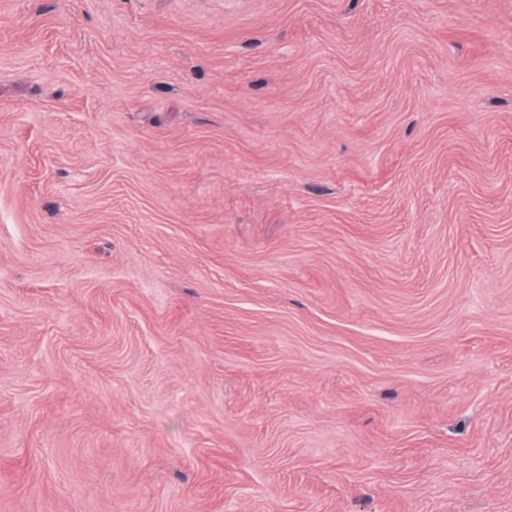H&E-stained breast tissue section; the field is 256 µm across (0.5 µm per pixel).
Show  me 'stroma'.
Returning a JSON list of instances; mask_svg holds the SVG:
<instances>
[{"mask_svg": "<svg viewBox=\"0 0 512 512\" xmlns=\"http://www.w3.org/2000/svg\"><path fill=\"white\" fill-rule=\"evenodd\" d=\"M0 512H512V0H0Z\"/></svg>", "mask_w": 512, "mask_h": 512, "instance_id": "35a3bbf8", "label": "stroma"}]
</instances>
